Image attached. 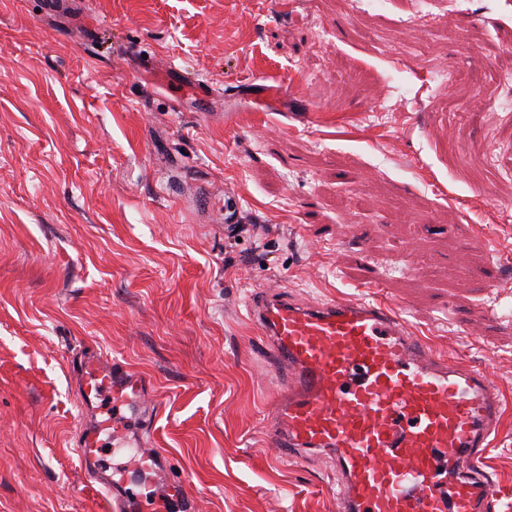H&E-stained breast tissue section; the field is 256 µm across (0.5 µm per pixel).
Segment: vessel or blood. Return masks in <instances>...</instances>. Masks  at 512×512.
<instances>
[{
	"instance_id": "vessel-or-blood-1",
	"label": "vessel or blood",
	"mask_w": 512,
	"mask_h": 512,
	"mask_svg": "<svg viewBox=\"0 0 512 512\" xmlns=\"http://www.w3.org/2000/svg\"><path fill=\"white\" fill-rule=\"evenodd\" d=\"M252 317L289 373L276 392L265 443L280 460L324 453L336 464L337 512H496L491 475L475 476L503 415L486 372L429 352L382 304L339 298L298 303L273 293ZM83 404L108 400L109 419L78 436L88 483L110 512H196L184 478L145 435L149 377L89 351L76 378ZM125 462L106 467L102 432Z\"/></svg>"
}]
</instances>
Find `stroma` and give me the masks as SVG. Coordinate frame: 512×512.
<instances>
[{
	"label": "stroma",
	"instance_id": "1",
	"mask_svg": "<svg viewBox=\"0 0 512 512\" xmlns=\"http://www.w3.org/2000/svg\"><path fill=\"white\" fill-rule=\"evenodd\" d=\"M482 3L0 0V512H104L75 454L89 349L151 377V442L199 512H335L327 460L263 445L286 376L247 302L275 287L387 305L490 374L512 512V169L476 186L442 148L494 160L506 115L452 113L426 75L482 77L470 44L512 32ZM181 72L209 108L176 105Z\"/></svg>",
	"mask_w": 512,
	"mask_h": 512
}]
</instances>
